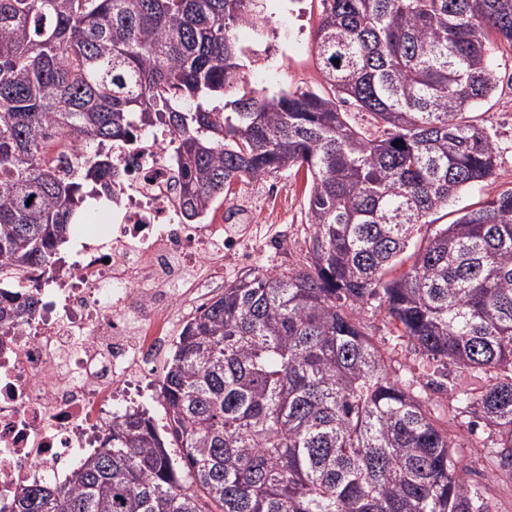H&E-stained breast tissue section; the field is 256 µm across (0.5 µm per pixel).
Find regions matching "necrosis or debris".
<instances>
[{"label": "necrosis or debris", "mask_w": 512, "mask_h": 512, "mask_svg": "<svg viewBox=\"0 0 512 512\" xmlns=\"http://www.w3.org/2000/svg\"><path fill=\"white\" fill-rule=\"evenodd\" d=\"M166 139L113 146L111 223L84 234L78 261L56 275L47 300L59 311L0 346V512L21 485L66 479L100 449L127 383L164 343L185 269L237 247L223 225L182 223Z\"/></svg>", "instance_id": "1"}]
</instances>
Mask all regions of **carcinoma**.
Here are the masks:
<instances>
[{"label": "carcinoma", "instance_id": "cac0c4a2", "mask_svg": "<svg viewBox=\"0 0 512 512\" xmlns=\"http://www.w3.org/2000/svg\"><path fill=\"white\" fill-rule=\"evenodd\" d=\"M259 2L0 0V342L39 315L26 276L61 261L78 209L112 201L109 147L146 128L169 134L184 221L296 169L313 227L304 266L249 271L180 332L160 380L179 458L129 410L12 512H493L459 467L466 416L512 477V189L410 249L494 175L493 142L463 114L496 88L486 41L512 47V0H320L327 95L238 92L232 29L257 24ZM347 104L383 134L350 125ZM375 297L442 369L447 408L389 376L358 318Z\"/></svg>", "mask_w": 512, "mask_h": 512}]
</instances>
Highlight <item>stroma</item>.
<instances>
[{"label": "stroma", "mask_w": 512, "mask_h": 512, "mask_svg": "<svg viewBox=\"0 0 512 512\" xmlns=\"http://www.w3.org/2000/svg\"><path fill=\"white\" fill-rule=\"evenodd\" d=\"M320 10L319 0H263L259 26L245 25L236 30L238 43L247 53L241 71L246 88L263 94L296 88L322 90L313 50ZM487 47L497 88L466 117L482 126L495 144L497 168L490 182L463 190L448 210L439 211L443 224L450 222L453 213L475 208L488 194L512 188V47L495 39ZM229 205L237 217L225 224L224 232L237 237L240 247L237 253L225 255L223 273L206 291L210 299L250 270L297 268L305 261L312 233L303 176L281 171L250 184L235 185L227 201L215 204L211 217L222 221ZM360 318L376 343L387 350L391 375L417 366L419 357L413 347L395 344L393 326L378 302L365 305ZM491 434L490 427L482 422L466 431V438L476 446L465 451L461 464L468 479L484 487L495 512H512V479L494 469L481 449Z\"/></svg>", "instance_id": "1"}]
</instances>
